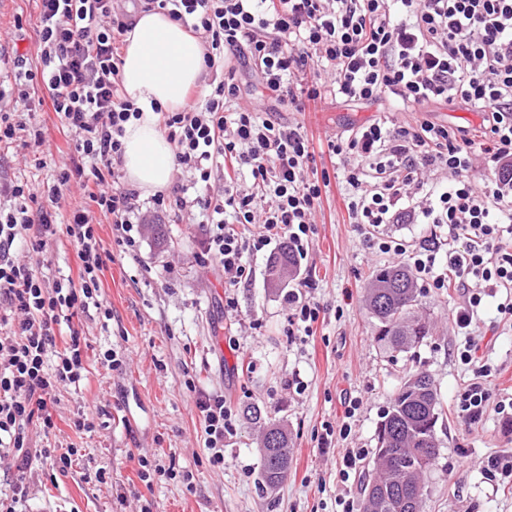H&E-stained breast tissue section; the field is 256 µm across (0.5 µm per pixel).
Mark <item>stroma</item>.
Wrapping results in <instances>:
<instances>
[{"label": "stroma", "instance_id": "obj_1", "mask_svg": "<svg viewBox=\"0 0 512 512\" xmlns=\"http://www.w3.org/2000/svg\"><path fill=\"white\" fill-rule=\"evenodd\" d=\"M37 13L36 0H0V31L33 66L39 63ZM28 93L37 103L30 122L50 149L14 142L0 151V177L27 183L41 198L54 181L57 157L69 153L72 141L45 88L38 84ZM377 116L376 105L329 97L309 105L301 119L321 139ZM161 224L163 236L144 232L134 257L116 245L109 222L97 226L112 256L101 277L104 307L74 319L86 344L88 381L58 391L53 411L57 443L77 446L81 456L67 474L40 472L27 512H336L337 498H359L367 469L362 462L343 476L347 449L373 456L390 400L416 370L432 376L443 413L424 512H512V487L487 470L493 458L512 454V416L498 410L499 402L512 400V317L498 309L505 292L484 298L471 326L461 330L453 315L464 301L462 290L420 288L419 309L432 319L433 333L410 352L391 353L375 343V321L364 302L372 272L389 259L362 250L339 190L324 196L308 255L286 287L271 289L268 260L258 258L231 309L223 274L196 262L201 227L179 215ZM29 261L49 279L78 268L63 236L49 242L47 257ZM304 277L312 280L307 294L322 312L311 335L291 338L285 334L288 292ZM218 336L228 339L227 347L215 345ZM470 344L492 369L490 398L472 424L458 415L459 398L475 378L473 366L459 358ZM110 348L126 353L112 371L99 362ZM201 390L224 394L239 415L220 467L209 464L203 446L196 408ZM348 399L359 404L350 435L322 444L325 425L342 418ZM248 406L284 424L293 437L290 474L273 492L259 480L257 432L241 417ZM80 410L92 418V431L74 428ZM138 454L173 468L175 478L145 484L133 461ZM100 470L102 482L95 478ZM185 471L191 481H183Z\"/></svg>", "mask_w": 512, "mask_h": 512}]
</instances>
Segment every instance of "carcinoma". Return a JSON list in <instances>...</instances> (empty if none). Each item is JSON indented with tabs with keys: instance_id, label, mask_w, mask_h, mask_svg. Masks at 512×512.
<instances>
[{
	"instance_id": "carcinoma-1",
	"label": "carcinoma",
	"mask_w": 512,
	"mask_h": 512,
	"mask_svg": "<svg viewBox=\"0 0 512 512\" xmlns=\"http://www.w3.org/2000/svg\"><path fill=\"white\" fill-rule=\"evenodd\" d=\"M297 264L288 245H283L269 263L270 285L279 286L284 272ZM417 297L416 279L407 267L392 264L373 271L365 303L377 321L374 340L383 349L407 353L430 335V322L416 311ZM440 415L431 376L424 371L412 373L393 395L379 426L375 474L362 488L363 512H424L427 490L422 476L438 455ZM244 417L250 423L264 422L260 480L273 491L291 468L288 429L272 419L263 421L255 406L244 409Z\"/></svg>"
}]
</instances>
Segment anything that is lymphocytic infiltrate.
I'll use <instances>...</instances> for the list:
<instances>
[{
  "label": "lymphocytic infiltrate",
  "mask_w": 512,
  "mask_h": 512,
  "mask_svg": "<svg viewBox=\"0 0 512 512\" xmlns=\"http://www.w3.org/2000/svg\"><path fill=\"white\" fill-rule=\"evenodd\" d=\"M40 65L31 69L17 46L0 44L13 64L19 98L28 86L47 90L62 127L73 136L44 202L26 185L0 180V512H23L35 463L68 473L79 448H34L29 428L54 432L49 412L63 387L87 377L82 333L71 321L103 304L106 264L95 215L110 219L112 235L136 253L148 216L173 212L202 225L203 267L224 275L227 307L252 279L254 259L288 242L306 256L331 173L314 169L315 149L303 122L272 120L257 107H240L238 62L249 64L279 106L304 112L326 97L388 103L394 112L432 106L479 112L484 140L465 128L422 120L379 119L350 134L327 137L335 174L345 185L350 223L365 251L406 264L436 289L455 283L466 295L456 316L468 328L483 297L512 289V0H38ZM158 11L203 45L212 79L204 96L177 112H159L158 126L175 148V168L190 173L169 193L142 207L114 167L121 162L125 125L141 113L120 75V45L138 12ZM483 161L485 179L470 174ZM226 172L213 193L214 169ZM249 173L250 189L239 186ZM89 191L58 222V205L71 184ZM430 225L412 243L385 235V224ZM66 236L80 261L77 277L52 281L20 262L15 248L43 254ZM68 324L57 344L56 329ZM477 365L459 415L474 421L490 396L488 366L474 348L460 354ZM204 446L212 465L224 463V440L236 432L224 395L200 392Z\"/></svg>",
  "instance_id": "f902f5d3"
}]
</instances>
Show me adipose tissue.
I'll list each match as a JSON object with an SVG mask.
<instances>
[{
    "label": "adipose tissue",
    "mask_w": 512,
    "mask_h": 512,
    "mask_svg": "<svg viewBox=\"0 0 512 512\" xmlns=\"http://www.w3.org/2000/svg\"><path fill=\"white\" fill-rule=\"evenodd\" d=\"M121 76L140 119L126 125L122 166L144 193L170 187L174 161L170 142L158 128L155 107L182 109L191 88L204 83L203 46L182 25L159 12L140 14L124 37Z\"/></svg>",
    "instance_id": "adipose-tissue-1"
}]
</instances>
